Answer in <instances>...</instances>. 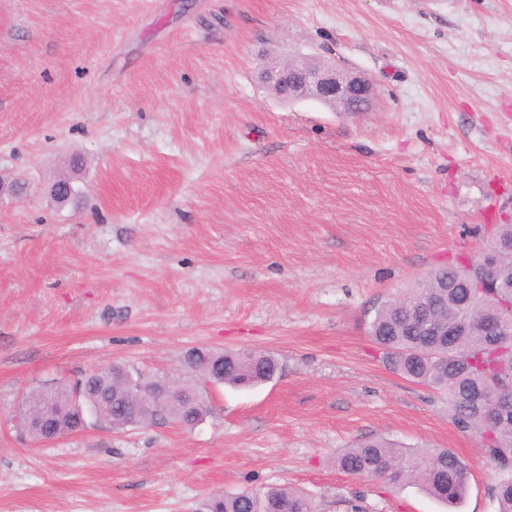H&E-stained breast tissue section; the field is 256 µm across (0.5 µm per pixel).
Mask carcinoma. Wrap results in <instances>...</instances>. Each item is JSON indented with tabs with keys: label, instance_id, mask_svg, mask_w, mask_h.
Wrapping results in <instances>:
<instances>
[{
	"label": "carcinoma",
	"instance_id": "1",
	"mask_svg": "<svg viewBox=\"0 0 512 512\" xmlns=\"http://www.w3.org/2000/svg\"><path fill=\"white\" fill-rule=\"evenodd\" d=\"M489 243L500 249L496 287L476 288L484 278L478 267H440L417 281L401 296L379 306L370 334L399 375L448 393L452 416L461 429L483 439L485 451L501 474L495 497L498 512H512V224L495 225ZM453 326L464 320L469 331L443 343L428 335L423 321ZM277 359L265 352L224 351V383L251 388L278 372ZM193 388L176 382L172 390L152 399L151 422L168 420L187 428L199 413L185 405L182 391ZM75 388L60 385L51 391L35 389L24 409L33 413L47 400L67 401ZM123 367L111 365L86 376L82 398L100 414L99 423L112 429L137 425L138 399H126ZM336 466L358 478L414 484L426 494L459 507L468 487L465 464L450 448L410 452L383 439H367L343 450ZM315 512L302 491L271 487L235 494H210L199 512Z\"/></svg>",
	"mask_w": 512,
	"mask_h": 512
}]
</instances>
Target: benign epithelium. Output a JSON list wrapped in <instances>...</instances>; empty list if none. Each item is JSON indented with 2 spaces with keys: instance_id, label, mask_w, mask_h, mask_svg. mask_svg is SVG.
Masks as SVG:
<instances>
[{
  "instance_id": "benign-epithelium-1",
  "label": "benign epithelium",
  "mask_w": 512,
  "mask_h": 512,
  "mask_svg": "<svg viewBox=\"0 0 512 512\" xmlns=\"http://www.w3.org/2000/svg\"><path fill=\"white\" fill-rule=\"evenodd\" d=\"M264 79L277 95L290 100L311 98L348 115L367 111L374 95L368 79L341 71L328 63L276 65L264 71ZM65 410L66 407L57 404L47 406L27 417L26 423L30 427L50 425L55 429Z\"/></svg>"
}]
</instances>
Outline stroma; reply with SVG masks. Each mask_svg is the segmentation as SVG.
Returning a JSON list of instances; mask_svg holds the SVG:
<instances>
[{
    "label": "stroma",
    "instance_id": "stroma-1",
    "mask_svg": "<svg viewBox=\"0 0 512 512\" xmlns=\"http://www.w3.org/2000/svg\"><path fill=\"white\" fill-rule=\"evenodd\" d=\"M333 61L368 112L286 103L261 72ZM70 178L78 198L51 194ZM0 512H194L305 491L316 512H447L339 471L379 436L451 448L459 512L499 475L445 394L390 370L377 307L512 224V0H0ZM273 354L196 380L191 428L19 434L30 391L114 363L183 378L195 347ZM217 366L224 363V384L237 388H251L267 381L268 376L278 372L277 359L258 351H213ZM210 494L200 501L199 512H315L311 499L302 491L271 487L266 490L245 489L235 494ZM224 494V496H222Z\"/></svg>",
    "mask_w": 512,
    "mask_h": 512
}]
</instances>
